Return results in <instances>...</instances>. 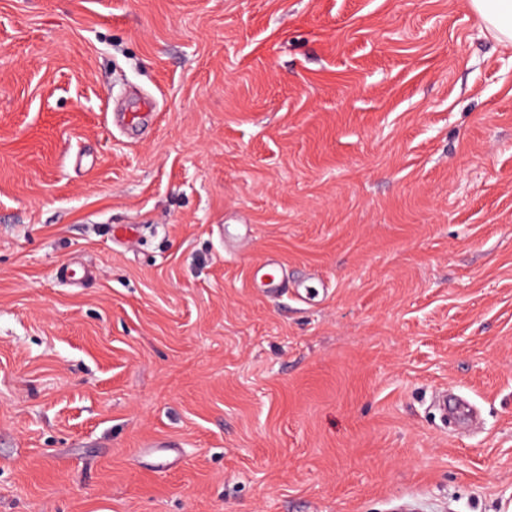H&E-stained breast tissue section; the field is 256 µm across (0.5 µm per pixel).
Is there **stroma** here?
Segmentation results:
<instances>
[{
	"mask_svg": "<svg viewBox=\"0 0 512 512\" xmlns=\"http://www.w3.org/2000/svg\"><path fill=\"white\" fill-rule=\"evenodd\" d=\"M0 512H512V48L466 0H0ZM278 266V263L267 260L253 268L254 277L261 281L264 289L268 292H279L283 288H287L283 275L276 273Z\"/></svg>",
	"mask_w": 512,
	"mask_h": 512,
	"instance_id": "1",
	"label": "stroma"
}]
</instances>
